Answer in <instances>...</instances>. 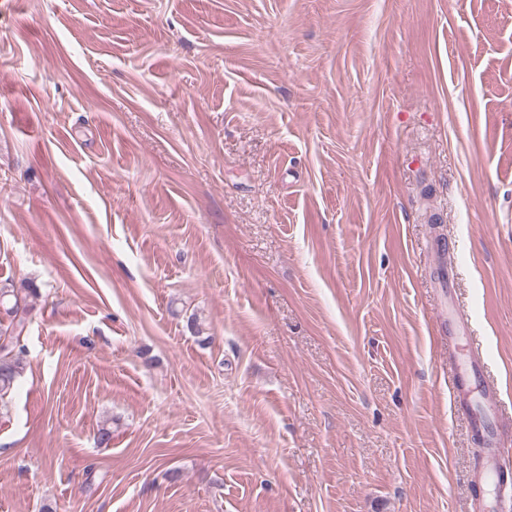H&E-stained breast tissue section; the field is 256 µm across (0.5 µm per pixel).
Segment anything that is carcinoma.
Returning a JSON list of instances; mask_svg holds the SVG:
<instances>
[{
    "label": "carcinoma",
    "instance_id": "carcinoma-1",
    "mask_svg": "<svg viewBox=\"0 0 512 512\" xmlns=\"http://www.w3.org/2000/svg\"><path fill=\"white\" fill-rule=\"evenodd\" d=\"M0 307L6 319H0V408L6 406L15 390L16 382L23 373V357L15 352L20 337L24 334L27 323V296L12 286L0 287Z\"/></svg>",
    "mask_w": 512,
    "mask_h": 512
}]
</instances>
